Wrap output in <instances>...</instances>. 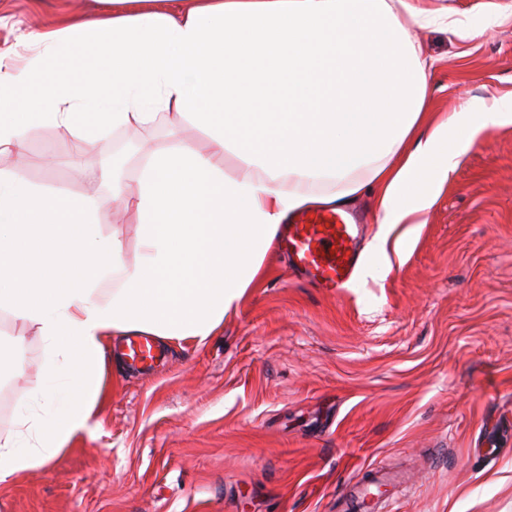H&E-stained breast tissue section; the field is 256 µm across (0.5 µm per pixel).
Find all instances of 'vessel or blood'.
<instances>
[{"instance_id":"obj_1","label":"vessel or blood","mask_w":512,"mask_h":512,"mask_svg":"<svg viewBox=\"0 0 512 512\" xmlns=\"http://www.w3.org/2000/svg\"><path fill=\"white\" fill-rule=\"evenodd\" d=\"M361 227L347 223L338 213L316 215L288 225L282 250L297 276L328 292H335L354 279L362 262ZM127 355L135 364L155 359L153 342L144 336L131 338Z\"/></svg>"}]
</instances>
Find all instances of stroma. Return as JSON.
Segmentation results:
<instances>
[{
	"instance_id": "stroma-1",
	"label": "stroma",
	"mask_w": 512,
	"mask_h": 512,
	"mask_svg": "<svg viewBox=\"0 0 512 512\" xmlns=\"http://www.w3.org/2000/svg\"><path fill=\"white\" fill-rule=\"evenodd\" d=\"M483 37L413 26L435 61L436 108L512 99V0H431ZM100 0H0V64L20 72L29 33L92 15ZM162 132L112 148L135 183ZM101 138L37 129L0 170L35 187L95 195L111 212ZM58 159L39 164L45 151ZM23 344H15L17 335ZM107 349L106 396L49 466L0 486V512H336L387 473L376 512H512V126L488 132L377 277L330 294L272 254L265 277L204 345L163 344L150 368ZM9 434L43 368L34 329L0 317Z\"/></svg>"
}]
</instances>
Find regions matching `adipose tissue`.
I'll use <instances>...</instances> for the list:
<instances>
[{
    "instance_id": "adipose-tissue-1",
    "label": "adipose tissue",
    "mask_w": 512,
    "mask_h": 512,
    "mask_svg": "<svg viewBox=\"0 0 512 512\" xmlns=\"http://www.w3.org/2000/svg\"><path fill=\"white\" fill-rule=\"evenodd\" d=\"M132 11L49 23L24 74L0 72V156L33 130L196 127L147 149L133 187L96 197L39 189L0 171V313L35 329L42 381L0 437V484L48 466L87 429L108 341L145 334L204 344L265 273L303 209L371 197L385 228L368 275L390 265L389 233L423 224L452 173L512 111L484 100L430 109L433 65L409 33L428 0H135ZM234 174H227L226 164ZM137 248L127 257L124 241Z\"/></svg>"
}]
</instances>
